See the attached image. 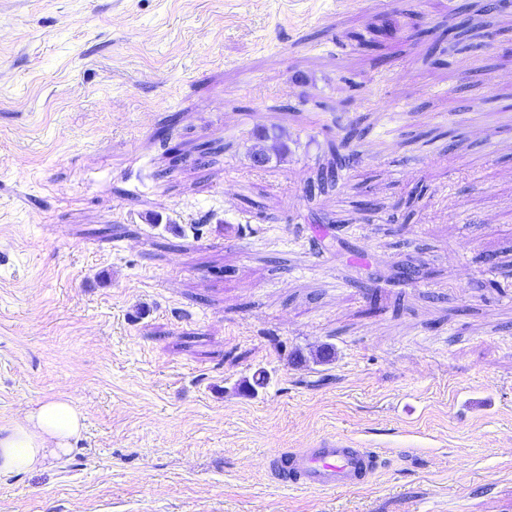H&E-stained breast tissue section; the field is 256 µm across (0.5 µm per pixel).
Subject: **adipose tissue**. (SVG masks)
Returning a JSON list of instances; mask_svg holds the SVG:
<instances>
[{
	"mask_svg": "<svg viewBox=\"0 0 512 512\" xmlns=\"http://www.w3.org/2000/svg\"><path fill=\"white\" fill-rule=\"evenodd\" d=\"M83 429V415L71 401L34 403L0 425V476L34 471L47 455L70 451Z\"/></svg>",
	"mask_w": 512,
	"mask_h": 512,
	"instance_id": "obj_1",
	"label": "adipose tissue"
}]
</instances>
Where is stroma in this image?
Here are the masks:
<instances>
[{
  "label": "stroma",
  "mask_w": 512,
  "mask_h": 512,
  "mask_svg": "<svg viewBox=\"0 0 512 512\" xmlns=\"http://www.w3.org/2000/svg\"><path fill=\"white\" fill-rule=\"evenodd\" d=\"M464 3L512 41L484 0H0V421L58 397L84 417L0 477V512H512V79L465 48L433 68L408 25ZM372 25L385 72L346 38ZM261 130L290 153L257 169ZM314 210L345 222L318 255ZM406 260L417 283L368 289ZM336 433L386 470L270 480V449ZM343 136L338 142H330L326 157L312 168L304 192L309 200H317L335 191L345 174L355 164L353 145L365 141L371 132L370 126L360 122H349L342 126Z\"/></svg>",
  "instance_id": "1"
}]
</instances>
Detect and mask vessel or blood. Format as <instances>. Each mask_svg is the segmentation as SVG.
Returning <instances> with one entry per match:
<instances>
[{
	"label": "vessel or blood",
	"mask_w": 512,
	"mask_h": 512,
	"mask_svg": "<svg viewBox=\"0 0 512 512\" xmlns=\"http://www.w3.org/2000/svg\"><path fill=\"white\" fill-rule=\"evenodd\" d=\"M386 462L384 449L343 434L325 435L309 447L276 452L269 476L285 487L335 491L367 485Z\"/></svg>",
	"instance_id": "vessel-or-blood-1"
}]
</instances>
